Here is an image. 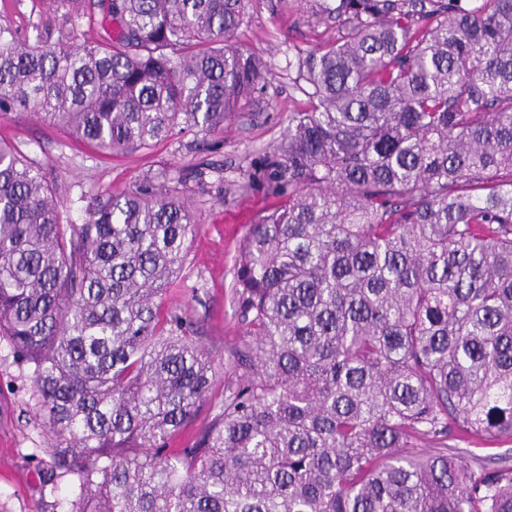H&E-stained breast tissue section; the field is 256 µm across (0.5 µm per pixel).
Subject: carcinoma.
Wrapping results in <instances>:
<instances>
[{
    "instance_id": "obj_1",
    "label": "carcinoma",
    "mask_w": 512,
    "mask_h": 512,
    "mask_svg": "<svg viewBox=\"0 0 512 512\" xmlns=\"http://www.w3.org/2000/svg\"><path fill=\"white\" fill-rule=\"evenodd\" d=\"M53 2L102 33L0 24V112L102 152L213 134L266 78L234 40L245 0ZM314 2L336 34L247 171L273 202L239 246L225 365L163 311L183 192L148 175L71 224L0 142V335L33 367L68 512H512V462L448 447L512 438V0Z\"/></svg>"
}]
</instances>
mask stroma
Returning <instances> with one entry per match:
<instances>
[{"label": "stroma", "instance_id": "1", "mask_svg": "<svg viewBox=\"0 0 512 512\" xmlns=\"http://www.w3.org/2000/svg\"><path fill=\"white\" fill-rule=\"evenodd\" d=\"M310 11L309 0H249L235 41L265 62L268 76L255 106L225 122L204 152L194 149V136L187 133L148 149L105 154L36 113H0V140L42 168L71 223L86 222L85 197L133 189L143 176L161 171L170 183L186 180L197 225L165 306L189 309L201 320L207 346L222 361L244 334L231 297L237 247L269 203L246 172L281 142L289 114L305 109L298 52L330 33L310 19ZM3 20L23 35L42 22L58 35L71 34L74 27L51 0H0ZM31 376V367L0 336V512H67L69 481L44 479L47 430L36 411Z\"/></svg>", "mask_w": 512, "mask_h": 512}]
</instances>
